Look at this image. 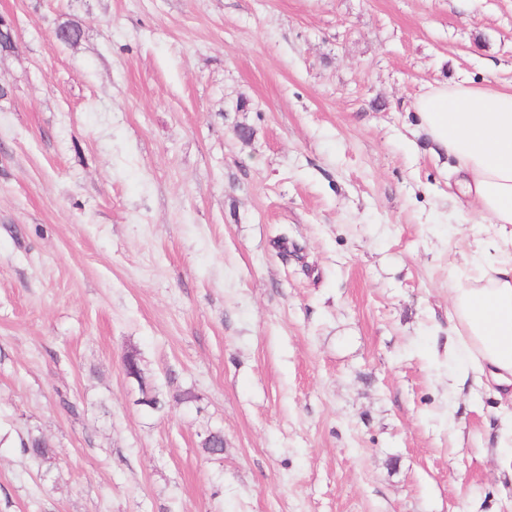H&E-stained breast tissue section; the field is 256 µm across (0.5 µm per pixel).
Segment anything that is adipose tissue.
I'll return each mask as SVG.
<instances>
[{
  "mask_svg": "<svg viewBox=\"0 0 512 512\" xmlns=\"http://www.w3.org/2000/svg\"><path fill=\"white\" fill-rule=\"evenodd\" d=\"M420 126L454 160L465 196L491 218L474 273L451 290L453 386L477 378L512 401V90L442 83L419 95Z\"/></svg>",
  "mask_w": 512,
  "mask_h": 512,
  "instance_id": "obj_1",
  "label": "adipose tissue"
}]
</instances>
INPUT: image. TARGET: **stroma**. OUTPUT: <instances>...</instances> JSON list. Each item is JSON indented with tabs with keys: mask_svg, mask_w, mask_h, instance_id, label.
I'll return each mask as SVG.
<instances>
[{
	"mask_svg": "<svg viewBox=\"0 0 512 512\" xmlns=\"http://www.w3.org/2000/svg\"><path fill=\"white\" fill-rule=\"evenodd\" d=\"M0 19V512H512V401L448 391L451 278L490 218L414 108L512 85V0Z\"/></svg>",
	"mask_w": 512,
	"mask_h": 512,
	"instance_id": "obj_1",
	"label": "stroma"
}]
</instances>
